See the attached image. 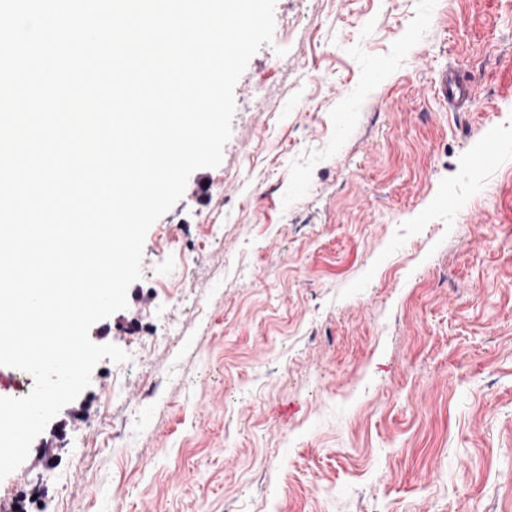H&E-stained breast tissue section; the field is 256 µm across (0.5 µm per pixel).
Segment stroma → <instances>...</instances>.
I'll list each match as a JSON object with an SVG mask.
<instances>
[{
  "mask_svg": "<svg viewBox=\"0 0 512 512\" xmlns=\"http://www.w3.org/2000/svg\"><path fill=\"white\" fill-rule=\"evenodd\" d=\"M274 18L0 512H512V0ZM471 81L461 79L452 72H446L439 87L442 98L448 102V107L459 111L470 101L474 90Z\"/></svg>",
  "mask_w": 512,
  "mask_h": 512,
  "instance_id": "obj_1",
  "label": "stroma"
}]
</instances>
